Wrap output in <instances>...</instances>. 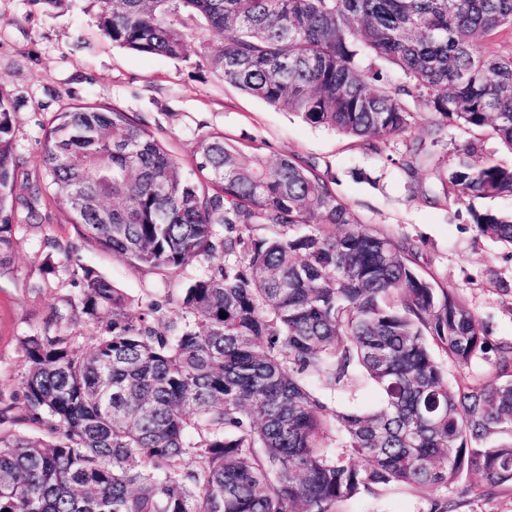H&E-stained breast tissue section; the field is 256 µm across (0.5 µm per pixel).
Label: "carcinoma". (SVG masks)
I'll return each mask as SVG.
<instances>
[{
    "label": "carcinoma",
    "instance_id": "carcinoma-1",
    "mask_svg": "<svg viewBox=\"0 0 512 512\" xmlns=\"http://www.w3.org/2000/svg\"><path fill=\"white\" fill-rule=\"evenodd\" d=\"M96 6L112 43L183 58L196 40L198 65L225 83L371 153L423 104L436 136L467 135L438 174L444 197L512 196V163L475 161L486 129L512 154V0ZM15 115L0 90V275L18 182L25 223L47 205L136 267L200 273L135 304L48 242L78 291L18 339V391L0 392V512H337L395 488L435 490L427 512H456L445 490L463 473L484 496L512 484V343L494 348L492 374L466 376L488 348L473 312L413 267L410 243L364 224L329 172L260 146L245 162L206 131L186 175L136 113L72 106L31 173ZM470 214L512 248V215ZM79 324L97 329L88 346ZM313 381L369 385L380 406L330 407Z\"/></svg>",
    "mask_w": 512,
    "mask_h": 512
}]
</instances>
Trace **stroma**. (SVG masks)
<instances>
[{
	"label": "stroma",
	"mask_w": 512,
	"mask_h": 512,
	"mask_svg": "<svg viewBox=\"0 0 512 512\" xmlns=\"http://www.w3.org/2000/svg\"><path fill=\"white\" fill-rule=\"evenodd\" d=\"M0 87L16 105V148L28 169L39 165L44 126L65 105L97 104L139 114L166 141L182 164H189L199 129L221 131L242 148L264 143L268 154H293L330 170L337 194L363 223L409 240L416 268L453 290L475 314L491 345L512 342V249L479 235L471 210L512 213V197L475 198L468 204H424L411 198L410 182L433 186L461 138L441 142L430 135L431 115L417 107L409 129L380 140L371 153L338 133L310 125L294 113L247 96L198 68L195 47L183 59L131 53L105 39L89 0L52 11L40 0H0ZM417 144L421 166L408 178L398 160ZM18 222L13 271L0 277V391H15L23 361L17 339L40 331L51 308H64L72 292L60 276L41 264L45 243L56 239L78 247L77 255L133 299H163L178 287L131 267L110 253L82 244L80 230L59 214L40 224ZM468 474L449 490L457 512H512V485L482 497L469 492L478 483ZM423 492L394 490L375 500L356 499L341 512H424Z\"/></svg>",
	"instance_id": "35a3bbf8"
}]
</instances>
